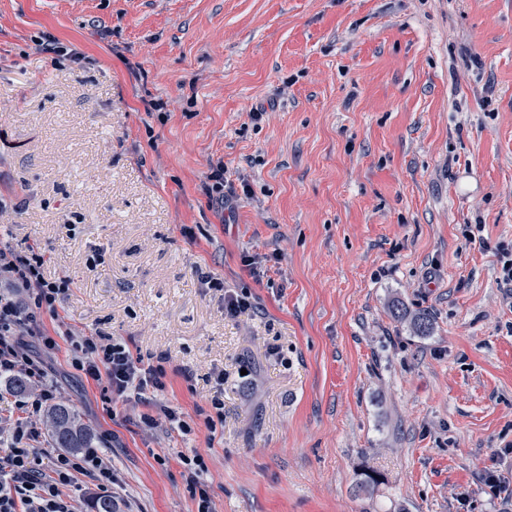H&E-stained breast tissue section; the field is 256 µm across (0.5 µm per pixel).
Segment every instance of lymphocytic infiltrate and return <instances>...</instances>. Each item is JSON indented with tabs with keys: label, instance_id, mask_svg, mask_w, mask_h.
Instances as JSON below:
<instances>
[{
	"label": "lymphocytic infiltrate",
	"instance_id": "obj_1",
	"mask_svg": "<svg viewBox=\"0 0 512 512\" xmlns=\"http://www.w3.org/2000/svg\"><path fill=\"white\" fill-rule=\"evenodd\" d=\"M43 255L0 245V376L25 378L30 391L19 401L17 413L0 425V439L10 441V451L0 457V512H77L72 496L82 480L105 491L115 483L111 467L100 449L80 453L55 452L51 469H43L45 439L38 420L56 398L57 386L43 360L35 354L28 337H39L44 348L57 349L58 337L71 347V364L86 377L102 381L101 397L109 406L136 400L146 402L140 422L155 428L160 421L189 431L168 406L147 402V395L167 385L166 355L144 359L121 340L103 333L85 334L68 328L48 330L45 319H59L63 299L70 290L69 278H45Z\"/></svg>",
	"mask_w": 512,
	"mask_h": 512
}]
</instances>
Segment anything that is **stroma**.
<instances>
[{"label":"stroma","mask_w":512,"mask_h":512,"mask_svg":"<svg viewBox=\"0 0 512 512\" xmlns=\"http://www.w3.org/2000/svg\"><path fill=\"white\" fill-rule=\"evenodd\" d=\"M218 159L250 189L221 214ZM18 196L0 241L73 279L66 323L170 358L156 399L188 434L42 356L133 512H195L196 452L215 512H499L480 473L512 485V0H0ZM247 253L276 255L262 280ZM200 270L254 310L225 318ZM217 393L212 434L193 413ZM225 173L223 162H210V170L203 188L208 204L222 212L239 196L235 184L224 176ZM183 461L187 465L183 477L189 492L196 502V512H215L210 487L201 478L208 470L203 456L195 453L192 458L184 456Z\"/></svg>","instance_id":"obj_1"}]
</instances>
